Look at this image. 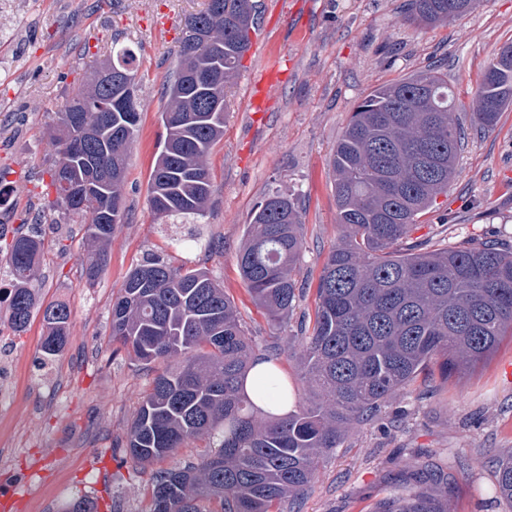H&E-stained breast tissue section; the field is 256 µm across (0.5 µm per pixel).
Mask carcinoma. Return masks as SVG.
I'll list each match as a JSON object with an SVG mask.
<instances>
[{"instance_id":"cac0c4a2","label":"carcinoma","mask_w":512,"mask_h":512,"mask_svg":"<svg viewBox=\"0 0 512 512\" xmlns=\"http://www.w3.org/2000/svg\"><path fill=\"white\" fill-rule=\"evenodd\" d=\"M472 0H409L414 21L434 25L466 14ZM206 24L209 46L178 42L175 70L160 112L165 130L150 179L154 212L176 224L204 215L213 185L212 148L224 137V113L204 111L226 98L251 47L256 0H207L184 25ZM224 51L209 90L185 83L182 72ZM133 50L112 48L102 66L137 75ZM95 71L49 130L56 198L51 208L82 225L88 251L84 276L95 282L108 262L106 245L124 220L127 158L140 122L106 108L111 95ZM512 104V45L482 76L470 123L493 127ZM92 127L70 153L61 126L67 112ZM466 140L448 79L426 70L377 88L352 112L331 167L341 231L319 277L312 328H299L301 369L314 402L285 418H262L241 382L256 351L277 362L279 345L259 347L247 336L224 287L203 269L151 257L130 270L112 303V342L145 366L178 360L152 378L127 432L125 456L145 469L189 443L208 438L200 462L153 473L146 512H280L282 502L314 478L318 459L340 447L352 425L435 366L443 379L489 360L512 336V249L494 245L428 249L410 241L412 228L448 191ZM304 248L302 215L279 193L251 216L237 257L240 275L270 321L282 323L299 289ZM44 239L15 232L7 252L12 279L7 321L17 335L36 312L48 334L42 353L60 355L70 333L67 303H41L37 289ZM500 497L512 504V455L497 467ZM420 487L389 497L375 512H450L441 473L414 469Z\"/></svg>"}]
</instances>
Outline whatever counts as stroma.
<instances>
[{
  "label": "stroma",
  "mask_w": 512,
  "mask_h": 512,
  "mask_svg": "<svg viewBox=\"0 0 512 512\" xmlns=\"http://www.w3.org/2000/svg\"><path fill=\"white\" fill-rule=\"evenodd\" d=\"M203 0H0V251L19 224L38 221L51 244L39 293L66 302L64 351L45 358L42 319L14 337L17 386L0 403V433L18 444L0 459V493L17 491L14 512H63L75 497L105 500L98 512H144L149 471L124 460L128 429L154 371L116 349L112 302L130 269L151 255L202 268L224 286L258 344L296 333L313 317L325 256L335 245L336 198L329 160L356 106L380 86L430 68L448 78L458 112L469 111L485 67L512 43V0H473L447 22L419 26L405 0H258L251 48L228 89L224 137L211 153L213 195L195 224L198 247H176L152 211L150 174L163 133L160 113L175 68L181 24ZM139 58L142 104L124 186L125 214L107 247L106 270L87 283L79 225L47 207L48 131L82 79L113 43ZM280 55L281 83L254 116L250 91L267 53ZM273 192L301 208L305 244L300 296L275 326L251 299L236 257L256 206ZM415 237L441 246L512 247V106L497 124L469 130L448 192ZM104 470L88 469L90 452ZM512 454V340L461 379L417 378L374 415L352 426L322 458L294 512H374L400 494L412 467H439L453 512H512L497 498L496 461Z\"/></svg>",
  "instance_id": "1"
}]
</instances>
